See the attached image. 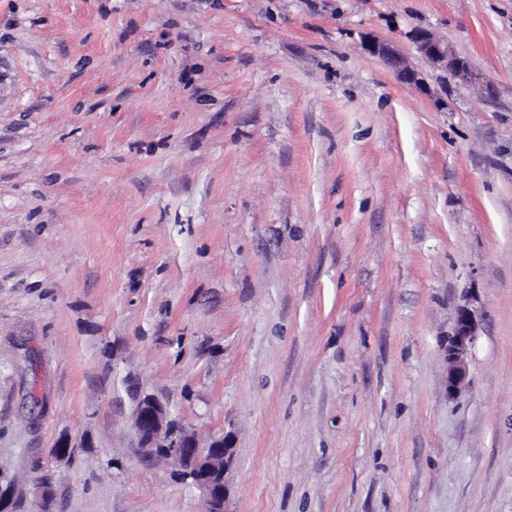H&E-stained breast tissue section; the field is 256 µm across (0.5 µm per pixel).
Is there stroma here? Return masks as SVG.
Here are the masks:
<instances>
[{
  "label": "stroma",
  "mask_w": 512,
  "mask_h": 512,
  "mask_svg": "<svg viewBox=\"0 0 512 512\" xmlns=\"http://www.w3.org/2000/svg\"><path fill=\"white\" fill-rule=\"evenodd\" d=\"M145 395L230 512H512V0H0L6 512H205ZM411 39L416 44L418 51L436 68L446 72L452 78L465 81L479 79L472 72L468 63L463 59L452 55L448 44L434 36L427 30H415L411 33ZM476 337V324L467 310H461L448 344V390L457 391L467 375L464 355ZM134 427L143 448L147 451L159 448L193 479L203 494L206 512H229L226 507L229 498L226 475L233 463L230 437L200 446L193 433L172 430L164 407L151 397L139 401Z\"/></svg>",
  "instance_id": "stroma-1"
}]
</instances>
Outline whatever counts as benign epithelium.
Listing matches in <instances>:
<instances>
[{
  "mask_svg": "<svg viewBox=\"0 0 512 512\" xmlns=\"http://www.w3.org/2000/svg\"><path fill=\"white\" fill-rule=\"evenodd\" d=\"M411 39L418 51L436 68L453 78L465 81L477 80L468 63L452 55L448 43L427 30H415ZM364 48L395 67L401 66V59L392 46L385 42L366 37ZM476 337V324L467 310L459 312L454 332L448 344V391L458 390L467 375L464 355ZM134 427L142 447L151 451L160 449L169 459L182 468L201 490L205 512H229L226 504L229 485L226 475L233 463V446L226 436L200 446L195 435L188 431H174L167 423L164 407L155 399L145 397L139 401L134 418Z\"/></svg>",
  "mask_w": 512,
  "mask_h": 512,
  "instance_id": "7a95c632",
  "label": "benign epithelium"
}]
</instances>
